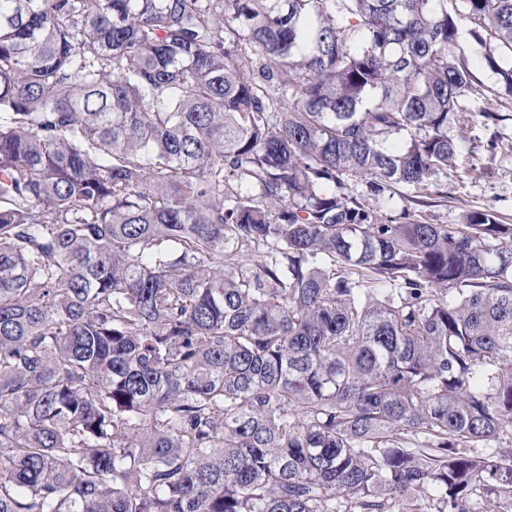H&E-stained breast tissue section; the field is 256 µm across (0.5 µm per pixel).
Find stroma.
<instances>
[{"label": "stroma", "instance_id": "obj_1", "mask_svg": "<svg viewBox=\"0 0 512 512\" xmlns=\"http://www.w3.org/2000/svg\"><path fill=\"white\" fill-rule=\"evenodd\" d=\"M456 53L477 77L499 120L490 123L471 112L461 115L449 129L461 144L460 152L436 185L417 189L395 184L375 196L360 179L345 177L347 191L381 219L406 216L428 224H458L468 212L491 209L502 223L512 224V98L498 95L497 77L469 34L461 35Z\"/></svg>", "mask_w": 512, "mask_h": 512}]
</instances>
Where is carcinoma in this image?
<instances>
[{
    "instance_id": "1",
    "label": "carcinoma",
    "mask_w": 512,
    "mask_h": 512,
    "mask_svg": "<svg viewBox=\"0 0 512 512\" xmlns=\"http://www.w3.org/2000/svg\"><path fill=\"white\" fill-rule=\"evenodd\" d=\"M461 22L512 97V0H0V512H512V224L343 180L448 169Z\"/></svg>"
}]
</instances>
